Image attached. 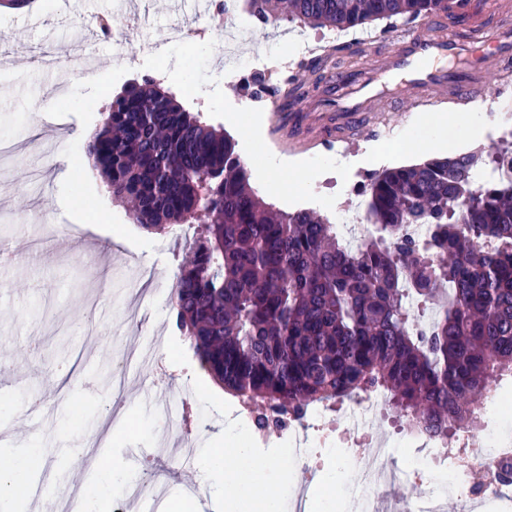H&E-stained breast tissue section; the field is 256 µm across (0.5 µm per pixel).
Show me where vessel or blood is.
<instances>
[{"label":"vessel or blood","mask_w":512,"mask_h":512,"mask_svg":"<svg viewBox=\"0 0 512 512\" xmlns=\"http://www.w3.org/2000/svg\"><path fill=\"white\" fill-rule=\"evenodd\" d=\"M359 42L365 62L327 68L320 94L289 113L292 135L349 145L384 124L381 100L407 112L444 97L477 105L489 95L488 73L512 80V6L504 0L486 7L480 0H450L446 12L422 25Z\"/></svg>","instance_id":"obj_1"}]
</instances>
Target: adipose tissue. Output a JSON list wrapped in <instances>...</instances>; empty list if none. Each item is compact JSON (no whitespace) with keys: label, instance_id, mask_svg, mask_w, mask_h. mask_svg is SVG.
<instances>
[{"label":"adipose tissue","instance_id":"adipose-tissue-1","mask_svg":"<svg viewBox=\"0 0 512 512\" xmlns=\"http://www.w3.org/2000/svg\"><path fill=\"white\" fill-rule=\"evenodd\" d=\"M480 112L453 120L427 119L412 127L405 144L408 149L457 145L472 138L482 125ZM39 457L28 448L15 450L8 466L0 468V512H22L23 499L40 480ZM199 472L223 492V512H285L288 480L283 472L255 460L244 436L226 440L223 447L207 450L196 462ZM124 473L98 465L84 482L79 498L80 512H100L103 496L124 487Z\"/></svg>","mask_w":512,"mask_h":512}]
</instances>
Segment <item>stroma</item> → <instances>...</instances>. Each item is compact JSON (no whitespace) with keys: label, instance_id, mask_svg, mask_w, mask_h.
Here are the masks:
<instances>
[{"label":"stroma","instance_id":"35a3bbf8","mask_svg":"<svg viewBox=\"0 0 512 512\" xmlns=\"http://www.w3.org/2000/svg\"><path fill=\"white\" fill-rule=\"evenodd\" d=\"M175 0H27L25 5L0 7V52L14 53L9 71L0 73V141L13 145L15 155L0 174V245L23 237L42 240L36 259L0 267V365L15 379L0 392V432L22 419L33 397L44 401L41 420L18 434L16 445L41 447L40 490L50 499L67 498L66 475L88 473L103 455L120 470L132 467L130 452L146 449L155 460L157 486L184 488L178 463L182 448L159 450L157 438L165 417L155 400L186 408L191 448H219L227 433L251 436L255 457L279 469L296 484L309 481L307 471L292 460L283 438L252 437L248 409L201 369L193 345L175 325L169 279L188 255L186 241L175 228L148 231L134 223L124 205L113 202L100 172L91 167L67 170L65 156H78L82 144L99 125L109 101L131 84L155 81L186 110L224 130L237 143L252 142L248 171L265 159L279 162L274 178L251 179L253 191L273 208H308L301 191L291 189L296 170L318 156L316 141L296 143L288 129L265 117L260 137H252L249 113L264 106L269 85L263 74L253 84L224 82L207 44L193 51L170 46L177 62L175 76H164L161 61L138 48L126 47L123 57L101 41L95 17L111 18L113 31L125 30L136 17L146 19L143 36L185 20ZM325 46L352 39V32L300 20L280 19L257 25L243 54L263 46L268 35ZM89 40L98 64L96 73L81 76L65 69L45 71L37 60L57 48L72 54ZM425 148L404 154L401 143L383 134L370 135L344 149L351 160H372L382 170L421 162L434 156ZM289 192H281L280 184ZM67 236L68 252L55 251L58 236ZM149 352L138 361L127 396L113 388L106 372L126 346ZM372 430L393 436L394 457L405 461L416 454L420 440L409 436V422L393 410L373 421ZM83 448V455L63 460L64 448Z\"/></svg>","mask_w":512,"mask_h":512}]
</instances>
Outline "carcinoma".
Instances as JSON below:
<instances>
[{
	"instance_id": "cac0c4a2",
	"label": "carcinoma",
	"mask_w": 512,
	"mask_h": 512,
	"mask_svg": "<svg viewBox=\"0 0 512 512\" xmlns=\"http://www.w3.org/2000/svg\"><path fill=\"white\" fill-rule=\"evenodd\" d=\"M266 24L297 18L338 32L413 23L447 0H252ZM298 96L283 76L267 89ZM112 197L148 230L207 217L180 267L172 310L198 360L249 408L295 420L314 404L384 393L412 425L443 439L482 420L492 384L512 374V186L481 187L471 151L373 176L376 235L359 252L309 209L270 210L235 142L157 85L115 96L83 145ZM430 224L428 240L401 234ZM448 301L427 334L409 296Z\"/></svg>"
}]
</instances>
